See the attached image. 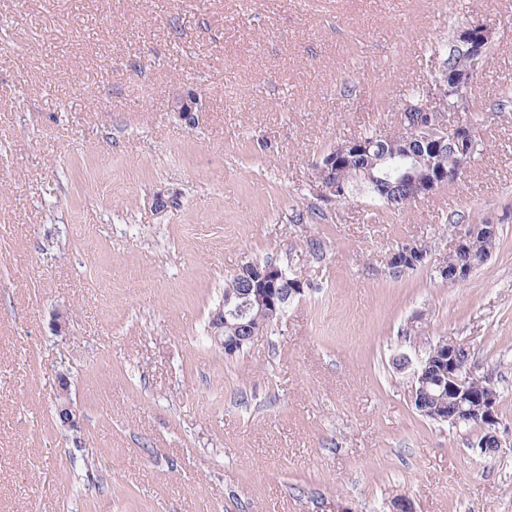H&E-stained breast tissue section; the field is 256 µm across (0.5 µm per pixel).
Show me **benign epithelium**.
Segmentation results:
<instances>
[{"mask_svg":"<svg viewBox=\"0 0 512 512\" xmlns=\"http://www.w3.org/2000/svg\"><path fill=\"white\" fill-rule=\"evenodd\" d=\"M452 43L463 50L469 58V67L463 73L447 72L440 66H435L432 79L429 80V92L426 99H413L405 102L404 113L419 112L426 116L419 129H438L441 138L433 140L429 152L436 153L452 145L457 146L461 157L455 166L433 169L432 162L425 153L412 152L401 142L385 134L390 146L384 160L393 163L397 159H409L410 167L419 172L414 199L428 197L438 190L456 184L462 177V172L469 165L473 156V144L477 132L470 124L450 116L448 113V96L459 99L461 106L469 102V90L477 75L482 71L486 49L492 44L489 29L479 21H466L459 24L453 33ZM170 111L187 124L195 122L194 113L200 111L199 100L192 93H175L170 100ZM363 144L359 142L340 143L320 155L313 168L321 172V178L316 180L320 200L332 204L342 201L345 196V185L340 177L338 167L347 163L350 156L356 154ZM438 272L443 280L450 284L462 282L469 278L472 270L455 264L451 257L442 259ZM288 271L274 263L265 266L254 265L250 277L237 288L226 294L222 305L213 315L211 329L224 348V353L236 354V350L251 342L264 329V325L255 321L250 311L254 308L266 310L271 314L281 315L293 298L304 293V289L290 288L285 293L277 292V283L288 280ZM436 364L440 378L433 377V370L424 366V361L412 366L411 376L420 384L424 391L429 385L443 386L448 382V396L455 399L456 409L446 413L440 408H429L426 413L440 421H450L458 426L472 418L481 420L485 431H498L499 417L497 402L493 395L475 393L468 387V379L473 373L463 372L454 354L443 344L440 357ZM59 424L64 429L77 428L75 410L71 403L64 400L57 405Z\"/></svg>","mask_w":512,"mask_h":512,"instance_id":"obj_1","label":"benign epithelium"}]
</instances>
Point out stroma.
<instances>
[{
  "mask_svg": "<svg viewBox=\"0 0 512 512\" xmlns=\"http://www.w3.org/2000/svg\"><path fill=\"white\" fill-rule=\"evenodd\" d=\"M465 20L494 36L465 175L402 212L320 205L313 162L398 130ZM508 87L512 0H0V512H512ZM485 219L490 259L446 283ZM406 244L426 261L390 276ZM251 260L310 287L229 357L210 319ZM444 338L500 393L494 455L393 367ZM170 112L187 124L195 121L194 112H200L199 100L192 93L176 92L170 100ZM487 230V232L494 234L497 230L496 224H489L487 221H483L481 223ZM471 225H465L460 232L458 233L456 245L454 249L448 253V256L443 258L438 266V272L444 281H448L450 284L458 283L465 281L469 276L473 273V271L481 268L485 261L488 259L492 250L496 246L498 240V230L494 237H481L480 234H477L475 238H473L467 245V247L456 250L464 244L465 241H469V239L475 235L477 227H470ZM455 251V264L451 257L453 252ZM464 266V267H462ZM467 267H471L473 269L470 270Z\"/></svg>",
  "mask_w": 512,
  "mask_h": 512,
  "instance_id": "stroma-1",
  "label": "stroma"
}]
</instances>
